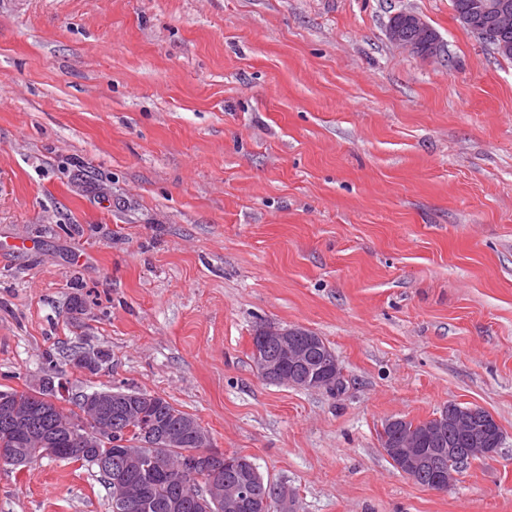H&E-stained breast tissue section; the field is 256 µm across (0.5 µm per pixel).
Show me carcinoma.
Masks as SVG:
<instances>
[{
  "mask_svg": "<svg viewBox=\"0 0 512 512\" xmlns=\"http://www.w3.org/2000/svg\"><path fill=\"white\" fill-rule=\"evenodd\" d=\"M62 380L54 359L49 357L42 376L29 390H0V401L16 410L13 415L0 413V448H12L25 458L46 439L53 448L91 447L88 438L69 431L75 421L94 419L83 406L82 397L73 400L72 409L54 407L43 400L58 392ZM107 392L111 394L112 430L105 434L99 447L109 446L129 459L125 492L146 504L140 512H224L221 502L209 490L210 475L191 464L203 451L196 436L186 429L189 422L201 427L197 419L156 393L121 388H109ZM443 422V429L437 433L429 432L437 424L435 419L416 425L405 421L398 431L385 426L380 435L382 448L393 459L405 438L410 437L415 448L433 462L448 457L450 448L465 455V449L470 447L468 434L457 429L449 417ZM147 441L162 446L163 469L144 456L143 443ZM247 460L248 457L237 454L235 464L224 466L223 489L247 482L258 499L272 492L278 498H286L284 491L268 486L264 477H255ZM411 479L430 488L434 481L448 479V470L434 468L413 474Z\"/></svg>",
  "mask_w": 512,
  "mask_h": 512,
  "instance_id": "obj_1",
  "label": "carcinoma"
}]
</instances>
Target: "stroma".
Listing matches in <instances>:
<instances>
[{
	"instance_id": "35a3bbf8",
	"label": "stroma",
	"mask_w": 512,
	"mask_h": 512,
	"mask_svg": "<svg viewBox=\"0 0 512 512\" xmlns=\"http://www.w3.org/2000/svg\"><path fill=\"white\" fill-rule=\"evenodd\" d=\"M261 324L321 336L342 391L262 379ZM50 357L70 397L193 415L294 512H512V58L451 0H0V389ZM451 403L503 439L438 492L380 432ZM0 512L111 498L0 462ZM408 26L414 30V36H406L409 27L406 26L400 15H394L389 23L394 21L403 25L392 24L387 29L388 38L402 49L424 57H435L439 52V38L427 22L415 12H402Z\"/></svg>"
}]
</instances>
